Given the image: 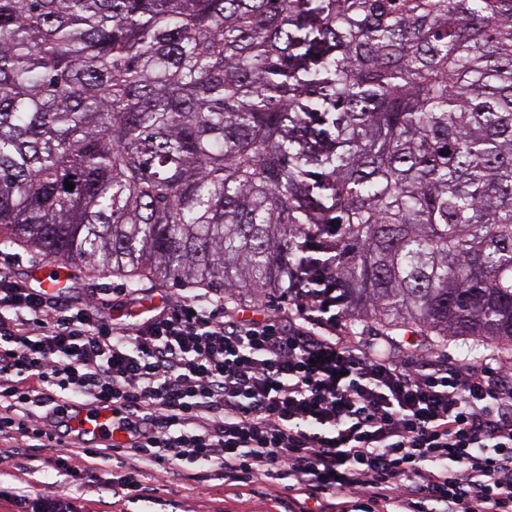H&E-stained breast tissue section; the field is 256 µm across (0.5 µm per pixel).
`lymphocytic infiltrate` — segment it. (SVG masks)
<instances>
[{
  "mask_svg": "<svg viewBox=\"0 0 512 512\" xmlns=\"http://www.w3.org/2000/svg\"><path fill=\"white\" fill-rule=\"evenodd\" d=\"M105 303L0 271L1 466L112 404L126 441L79 453L131 461L113 492L132 500L140 470L187 466L228 486L286 481L297 512H326L327 495L365 512H512V367L395 357L330 334L304 303L248 321L207 291L120 326Z\"/></svg>",
  "mask_w": 512,
  "mask_h": 512,
  "instance_id": "1",
  "label": "lymphocytic infiltrate"
}]
</instances>
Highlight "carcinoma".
Wrapping results in <instances>:
<instances>
[{
  "instance_id": "1",
  "label": "carcinoma",
  "mask_w": 512,
  "mask_h": 512,
  "mask_svg": "<svg viewBox=\"0 0 512 512\" xmlns=\"http://www.w3.org/2000/svg\"><path fill=\"white\" fill-rule=\"evenodd\" d=\"M0 245L512 351V0H0Z\"/></svg>"
}]
</instances>
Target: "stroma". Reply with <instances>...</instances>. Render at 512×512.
Listing matches in <instances>:
<instances>
[{
	"instance_id": "35a3bbf8",
	"label": "stroma",
	"mask_w": 512,
	"mask_h": 512,
	"mask_svg": "<svg viewBox=\"0 0 512 512\" xmlns=\"http://www.w3.org/2000/svg\"><path fill=\"white\" fill-rule=\"evenodd\" d=\"M393 336L396 344L391 351L395 354L436 355L452 362L465 357L459 341L438 344L405 330L394 331ZM43 458L42 449L28 448L19 468L0 471V512H17L11 500L15 493L32 498L66 494L78 512H275L258 485L228 487L214 476L204 487L186 470L177 476L148 477L151 501H122L112 495L113 479L122 470L111 462L99 463L95 478L81 483L45 464Z\"/></svg>"
}]
</instances>
